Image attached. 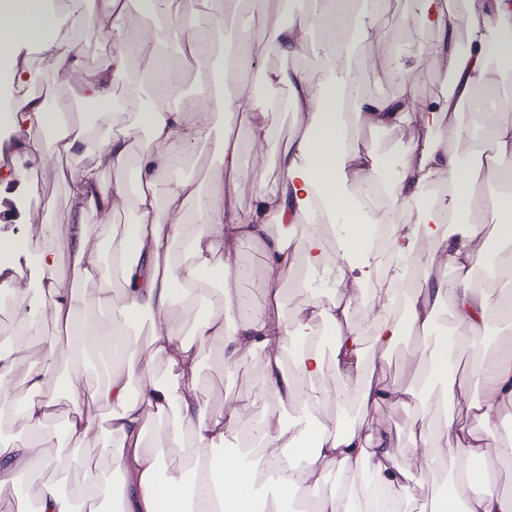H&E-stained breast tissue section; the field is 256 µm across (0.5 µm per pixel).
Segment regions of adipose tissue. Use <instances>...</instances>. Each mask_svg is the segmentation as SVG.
<instances>
[{"mask_svg": "<svg viewBox=\"0 0 512 512\" xmlns=\"http://www.w3.org/2000/svg\"><path fill=\"white\" fill-rule=\"evenodd\" d=\"M142 15L156 25L138 41L124 35L127 0H72L66 18L48 11L44 0H0V72L24 86L35 79L17 61L21 48L50 55L61 75L79 84L63 106L46 108L37 99L15 100L7 122L25 126L28 152L71 157L92 152L97 165L70 169V222L64 230L45 224L52 244L30 261L29 287L0 282L8 297H27L16 315L33 332L37 364L20 393L7 376L13 364L0 362V500L16 497L21 475L40 480L36 512H82L86 504L120 498V512H255L261 481L274 499L307 500L312 512H367L371 489L384 491L392 512H418V479L409 459L394 450L391 430L369 419L383 405L410 412L411 452H436L439 436L451 438L459 464L440 487L429 512H512V497L501 494L490 477L489 457L512 464V441L499 438L494 421L512 410V346L492 339L493 358L480 364L482 394L470 396V379L456 368L455 353L472 345L488 321L512 322V293L485 278L488 269L512 273V6L507 0H418L402 13L394 30L436 31L434 53L452 80L443 99L416 100L425 71L403 72L394 97L359 93L347 58L361 46L390 59L392 42L381 26L390 0H234L233 15L268 18L265 36L249 25L227 35V20L202 26L198 0H139ZM466 17L473 31L467 51L454 41V16ZM108 32L110 51L87 58L73 37L98 38ZM177 37L197 60L196 80L208 91L190 106H169L179 92L185 57L163 50L165 36ZM277 50L286 58L316 52L322 73L279 69L255 82L250 59ZM149 54V78L163 103H148L140 85L127 91L128 110L117 109L114 79L129 60ZM288 90L286 108L292 136L281 152L282 178L274 187L258 183L259 205L242 216L227 204L225 184L243 173L242 151H263L274 138L267 110L252 112L246 145L228 137L235 105L252 97L258 85ZM93 112H82L83 103ZM469 108L478 130L474 152L490 147L485 165L462 161L454 147L465 127L460 111ZM225 133L214 136L216 126ZM411 130L398 177L383 174L386 155L368 145V133ZM147 144L133 151L139 137ZM209 147L217 167L206 187L170 180V170ZM112 178L102 181L100 166ZM504 190L485 194L487 175ZM393 217L388 249L399 279L409 290L382 287L384 260L374 247L378 228L376 199ZM134 211L133 224H92L93 213ZM335 249H328V238ZM258 245L259 264L249 263L245 246ZM322 272L334 288L328 302H310L306 319L287 322L274 314L284 275L296 259ZM453 271V280L441 270ZM123 283L113 296V278ZM259 288L245 295L239 281ZM217 284L214 294L206 287ZM450 297L465 336L443 334L434 345H414L405 354L414 385L389 381L385 355L403 338L427 334L440 319V303ZM191 314L189 334L170 320L174 304ZM238 318L227 323L224 312ZM151 318L149 351L140 353L129 332L142 315ZM51 319L63 329L41 338L38 326ZM225 364L259 361L250 391L210 411L202 395L200 362L209 344ZM334 349L326 363L324 345ZM376 346L381 356L366 353ZM359 382L332 396L317 378L325 368ZM440 387L431 414L424 390ZM273 400L278 409L254 421L253 409ZM335 400V421L321 420ZM66 404L65 428L76 444L93 431L103 437L102 452L120 478L112 485L103 473L86 468L77 493H64L44 471H65L68 461L45 455L58 404ZM28 436L11 440L16 426ZM256 434L255 461L241 452L215 457L224 438ZM180 459L190 480L162 479L167 458ZM482 492L469 496L472 487Z\"/></svg>", "mask_w": 512, "mask_h": 512, "instance_id": "obj_1", "label": "adipose tissue"}]
</instances>
